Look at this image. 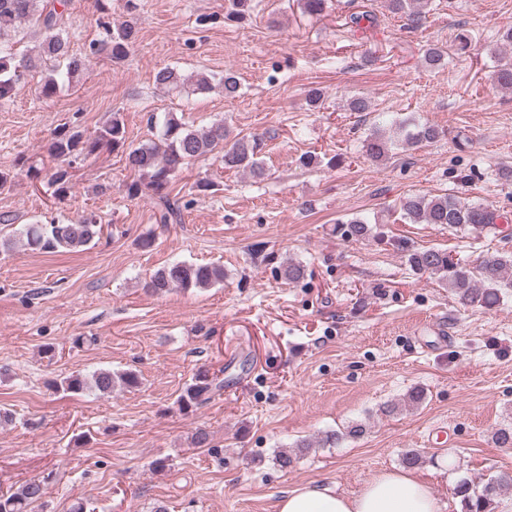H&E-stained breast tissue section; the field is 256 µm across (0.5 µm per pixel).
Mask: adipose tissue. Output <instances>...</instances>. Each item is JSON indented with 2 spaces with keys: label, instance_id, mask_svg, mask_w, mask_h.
Listing matches in <instances>:
<instances>
[{
  "label": "adipose tissue",
  "instance_id": "1",
  "mask_svg": "<svg viewBox=\"0 0 512 512\" xmlns=\"http://www.w3.org/2000/svg\"><path fill=\"white\" fill-rule=\"evenodd\" d=\"M430 487L405 471H384L348 495L336 487L311 483L287 491L275 512H444Z\"/></svg>",
  "mask_w": 512,
  "mask_h": 512
}]
</instances>
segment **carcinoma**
Segmentation results:
<instances>
[{
	"label": "carcinoma",
	"mask_w": 512,
	"mask_h": 512,
	"mask_svg": "<svg viewBox=\"0 0 512 512\" xmlns=\"http://www.w3.org/2000/svg\"><path fill=\"white\" fill-rule=\"evenodd\" d=\"M253 0H230L224 19L240 21L246 18ZM433 0H386L387 10L399 17H406L413 25L421 23L430 12ZM127 19L114 24L102 23V36L89 43L88 52L76 55L70 52L66 35L67 18L65 0H0V101H8L21 90L27 72L44 69L39 94L51 99L66 85L80 77L92 57H107L114 61L125 59L138 40L135 13L140 0H124ZM24 34L33 39V46L18 54L11 35ZM495 85L512 89V57L501 55L493 73ZM155 83L171 92L180 94L188 88L205 91L219 86L224 97L232 99L239 93L240 83L229 70L222 74L199 75L191 78L174 66H164L155 73ZM440 137L433 125L422 123L413 116L398 115L390 122V134L374 129L363 140L366 157L373 162L385 160L397 146L408 148L432 143ZM126 130L120 113L88 138L78 130L62 127L54 132L48 153L60 165L45 174L49 185L55 187V195L63 197L70 189L68 168L80 158L108 147L119 149L126 146ZM128 147V146H126ZM261 138L232 135L229 126L219 120L198 128L183 121L173 112L166 113L162 131L157 140L137 147H128L126 161L135 178L125 184L128 198L147 197L156 209V223H182V204L172 197V185L190 163L211 154L220 155L224 169L247 171L255 177L265 175L263 160L259 157ZM403 218L409 224H442L453 229L482 232L504 219L493 206L484 203H466L455 194L410 195L400 202ZM338 230L346 237L366 238L372 234V226L364 217L339 221ZM99 234L97 220L81 218L69 224H26L20 236L24 245L41 253L73 252L89 247ZM408 263L421 273L435 276L447 285L458 303L466 307H488L499 301L503 288H512V255L493 254L483 257L470 267L454 262L448 252L435 248L411 249ZM306 269L300 263L288 262L278 270V276L294 283L305 277ZM224 282V266L219 264H195L172 262L154 271L144 283V289L162 295L173 288H209ZM139 375L132 371L112 372L100 369L91 377L70 375L55 383L58 391L82 394L87 391L103 395L112 393L115 386L126 390L139 387ZM224 390V379L218 373L201 370L180 394L177 404L182 412H189ZM365 427L354 422L343 431H327L319 440L322 447L335 448L341 442L357 439ZM512 487V475L500 473L485 479L477 491L465 478L453 488V495L460 500L462 512H495L501 494ZM44 495V484L30 481L9 494L0 495V512H33V507Z\"/></svg>",
	"instance_id": "cac0c4a2"
}]
</instances>
